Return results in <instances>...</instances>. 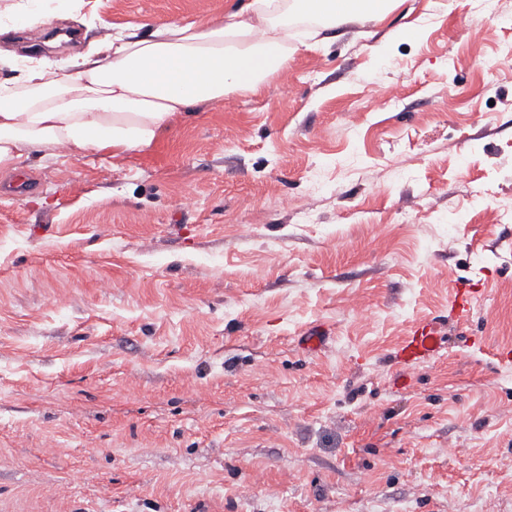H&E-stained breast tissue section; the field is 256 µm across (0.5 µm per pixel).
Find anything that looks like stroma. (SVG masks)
I'll return each instance as SVG.
<instances>
[{
  "mask_svg": "<svg viewBox=\"0 0 512 512\" xmlns=\"http://www.w3.org/2000/svg\"><path fill=\"white\" fill-rule=\"evenodd\" d=\"M238 3L86 0L4 47ZM304 41L147 151L0 173V512H512V0ZM444 333L433 320L423 321L414 326L406 336L396 354L397 361L408 366L433 358L442 348Z\"/></svg>",
  "mask_w": 512,
  "mask_h": 512,
  "instance_id": "1",
  "label": "stroma"
}]
</instances>
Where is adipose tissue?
Segmentation results:
<instances>
[{"label":"adipose tissue","instance_id":"obj_1","mask_svg":"<svg viewBox=\"0 0 512 512\" xmlns=\"http://www.w3.org/2000/svg\"><path fill=\"white\" fill-rule=\"evenodd\" d=\"M403 0H245L199 22L128 24L54 63L0 53V171L32 154L124 155L188 109L260 93L288 65L294 18L325 28L381 21Z\"/></svg>","mask_w":512,"mask_h":512}]
</instances>
